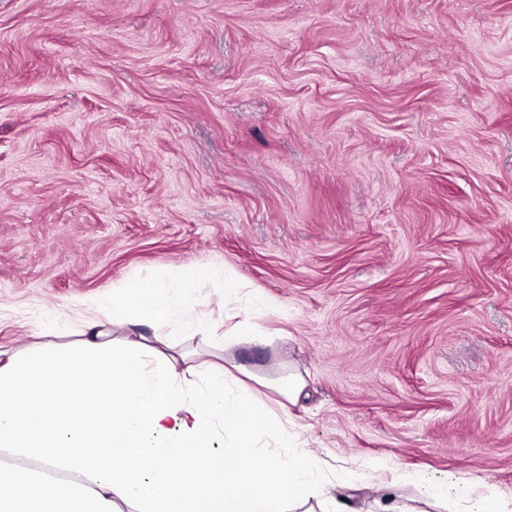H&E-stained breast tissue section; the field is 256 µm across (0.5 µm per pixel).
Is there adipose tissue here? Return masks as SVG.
<instances>
[{
	"mask_svg": "<svg viewBox=\"0 0 512 512\" xmlns=\"http://www.w3.org/2000/svg\"><path fill=\"white\" fill-rule=\"evenodd\" d=\"M217 279L240 300L218 268L185 266L131 279L99 305L114 324L160 331ZM85 327L64 354L40 325L0 364V512H299L318 495L308 453L281 456L287 430L223 363L179 370L160 334L118 353L97 319ZM268 434L279 451L262 446Z\"/></svg>",
	"mask_w": 512,
	"mask_h": 512,
	"instance_id": "obj_1",
	"label": "adipose tissue"
}]
</instances>
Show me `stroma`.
<instances>
[{"mask_svg": "<svg viewBox=\"0 0 512 512\" xmlns=\"http://www.w3.org/2000/svg\"><path fill=\"white\" fill-rule=\"evenodd\" d=\"M204 264L270 305L173 354L298 369L259 393L348 512H512V0H0V351ZM306 387V381L298 372H288L280 379L278 391L280 395L291 404L299 401Z\"/></svg>", "mask_w": 512, "mask_h": 512, "instance_id": "1", "label": "stroma"}]
</instances>
